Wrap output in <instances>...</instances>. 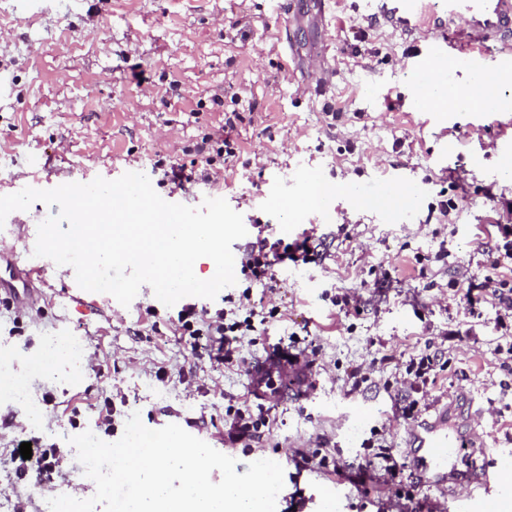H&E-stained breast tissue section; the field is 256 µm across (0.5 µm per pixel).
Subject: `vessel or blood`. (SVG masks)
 Returning <instances> with one entry per match:
<instances>
[{
    "mask_svg": "<svg viewBox=\"0 0 512 512\" xmlns=\"http://www.w3.org/2000/svg\"><path fill=\"white\" fill-rule=\"evenodd\" d=\"M367 11L383 19L393 30L413 32L427 25L429 32L418 46L423 59L449 62L464 57L471 71L496 84L501 69L512 67V0H368ZM463 19L465 45L449 42L448 25ZM465 401L435 408L432 415L408 427V453L416 462L422 483L441 486L448 482V463L468 439L463 414ZM479 495L457 498L455 506L440 502V512H483L487 502L498 499L507 484L497 462L474 474Z\"/></svg>",
    "mask_w": 512,
    "mask_h": 512,
    "instance_id": "vessel-or-blood-1",
    "label": "vessel or blood"
}]
</instances>
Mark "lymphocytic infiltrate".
Segmentation results:
<instances>
[{
  "mask_svg": "<svg viewBox=\"0 0 512 512\" xmlns=\"http://www.w3.org/2000/svg\"><path fill=\"white\" fill-rule=\"evenodd\" d=\"M498 240L495 256L490 263L491 271L481 283L483 297H475L472 290L459 291V302L467 309H475L479 302H486L495 309V327L499 333L496 345L498 354L512 360V224L497 227ZM312 235L306 234L293 242L274 237L266 231H258L254 241L249 242L239 256L240 271L246 282L239 296H225L226 306L217 312L189 304L178 313L173 325L179 335L187 337L191 351L206 348L210 361L227 367L237 366V345L241 337L255 332L257 324L267 323L279 313L278 306L258 309L251 287L257 282L272 278L276 266L288 261L309 264L317 256L312 244ZM447 368L446 362L437 354L423 353L410 359L405 368L402 385L405 389L400 397L397 416L404 423L417 420L421 411L420 390L436 383L440 372ZM232 419L228 438L231 443H250L261 438L270 422L268 408H252L249 401H242L240 407L228 409ZM303 463L313 468L341 473L355 466L374 464L397 478L404 469L395 458L392 448L383 445L372 456L360 457L358 462L342 459L336 453L321 451L301 453ZM62 459L61 449L33 445L31 458H23L18 449H11L9 461L15 473L35 475L39 483L52 482L53 474Z\"/></svg>",
  "mask_w": 512,
  "mask_h": 512,
  "instance_id": "obj_1",
  "label": "lymphocytic infiltrate"
}]
</instances>
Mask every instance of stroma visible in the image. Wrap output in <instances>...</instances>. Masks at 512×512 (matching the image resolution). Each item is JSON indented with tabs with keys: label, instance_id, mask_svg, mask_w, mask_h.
Listing matches in <instances>:
<instances>
[{
	"label": "stroma",
	"instance_id": "35a3bbf8",
	"mask_svg": "<svg viewBox=\"0 0 512 512\" xmlns=\"http://www.w3.org/2000/svg\"><path fill=\"white\" fill-rule=\"evenodd\" d=\"M413 50L412 36L345 4L321 10L319 0H0V196L30 183L114 180L134 161L161 198L190 207L225 199L245 224L269 225L274 236L312 233L319 251L316 262L275 268L280 315L242 339L243 365L227 369L191 360L171 325L176 307L150 286L125 307L110 294L80 292L74 269L36 258L37 227L58 207L37 201L10 213L0 265L38 263L46 274L32 303L10 307L0 295V356H11L7 380L19 390L0 397V451L37 438L63 459L49 484L0 465V512H50L56 496L92 497L96 486L68 439L89 431L117 441L134 413L148 428L174 423L223 447L228 406L254 387L246 364L293 341L315 345L311 366L302 377L287 370L281 392L265 399L270 434L232 451L244 465L280 461L276 512H433V502L467 494V474L483 461L468 450L440 488L361 484L300 463V452L315 448L353 459L370 438L407 461L406 426L390 415L406 364L430 347L448 366L426 389V404L467 396L471 435L512 457V371L495 352V311L487 303L464 310L450 286L482 280L490 266L495 226L512 203V177L502 173L512 152L495 147L512 141V110L487 112L471 136V107H419L431 70L417 67ZM314 58L334 73L319 96L305 91ZM232 110L244 116L240 153L216 161L217 182L159 183L156 162L190 163ZM312 169L339 188L324 209L266 204L272 186L292 201L305 196ZM394 182L418 188L397 216L381 202L352 206L354 195ZM443 201L457 205L446 217ZM443 240L453 261L434 258ZM326 291L355 295L359 310L333 306ZM60 342L74 359L45 362ZM359 365L368 380L356 388L350 372ZM107 398L119 412L109 435L97 424Z\"/></svg>",
	"mask_w": 512,
	"mask_h": 512
}]
</instances>
